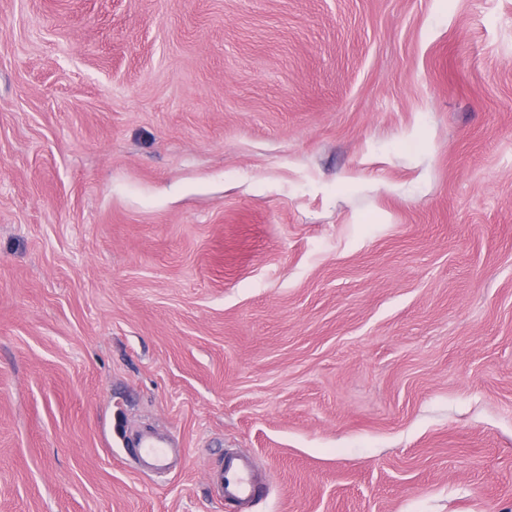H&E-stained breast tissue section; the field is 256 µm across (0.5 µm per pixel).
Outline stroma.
<instances>
[{
	"instance_id": "obj_1",
	"label": "stroma",
	"mask_w": 512,
	"mask_h": 512,
	"mask_svg": "<svg viewBox=\"0 0 512 512\" xmlns=\"http://www.w3.org/2000/svg\"><path fill=\"white\" fill-rule=\"evenodd\" d=\"M229 448L512 512V0H0V512H238ZM173 449L166 448L161 442L148 438L141 442L136 452L145 460L153 475L162 478L170 473L169 456Z\"/></svg>"
}]
</instances>
